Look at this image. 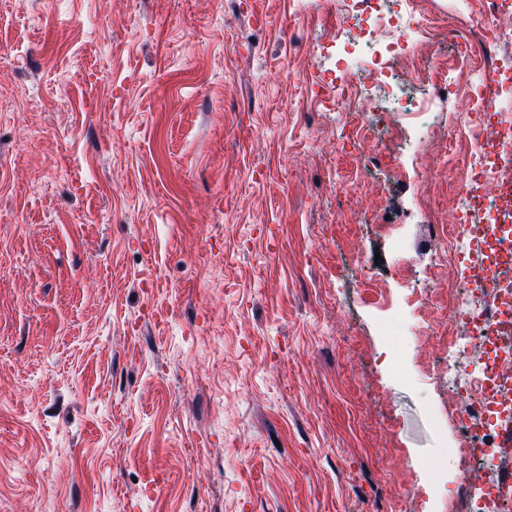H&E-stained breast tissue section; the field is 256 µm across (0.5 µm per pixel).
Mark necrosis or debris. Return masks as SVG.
<instances>
[{"label":"necrosis or debris","instance_id":"1","mask_svg":"<svg viewBox=\"0 0 512 512\" xmlns=\"http://www.w3.org/2000/svg\"><path fill=\"white\" fill-rule=\"evenodd\" d=\"M448 13L457 25L469 28L473 41L457 45L454 61L457 68L468 69L478 80L498 76L512 80V60L496 63L491 68L479 65L475 58L477 44L485 32H492L503 43H512V13L499 0H468L459 6L452 0ZM373 28L391 39L417 49L420 37L432 30L431 20L414 14L391 23L383 12H375ZM499 120H487L483 110H476L472 120L477 139L464 159L466 167L489 166L490 174L483 180V191L476 196H461L464 210H479L490 223L502 225L495 241L497 258L512 262V213L502 205L501 190L512 185V164L499 163L500 153L512 151V111L501 108ZM472 244L463 225H450L438 262L453 267L451 282L455 290L453 307L448 315V389L462 402L459 427L465 438L454 454L463 463V476L455 500L449 501L448 512H512V492L493 471L512 457V447L499 443L496 416L512 419V349L502 336L490 333L485 320L496 314L504 302L512 303V284L495 288L458 268L459 254L471 250Z\"/></svg>","mask_w":512,"mask_h":512}]
</instances>
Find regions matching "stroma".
Segmentation results:
<instances>
[{
  "label": "stroma",
  "mask_w": 512,
  "mask_h": 512,
  "mask_svg": "<svg viewBox=\"0 0 512 512\" xmlns=\"http://www.w3.org/2000/svg\"><path fill=\"white\" fill-rule=\"evenodd\" d=\"M349 2L0 0V512H448L465 104L330 110Z\"/></svg>",
  "instance_id": "35a3bbf8"
}]
</instances>
